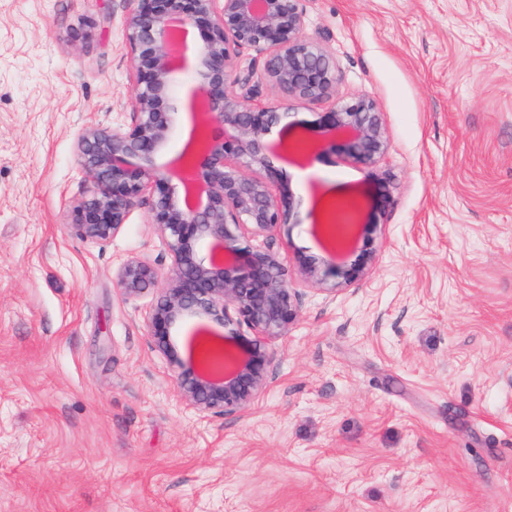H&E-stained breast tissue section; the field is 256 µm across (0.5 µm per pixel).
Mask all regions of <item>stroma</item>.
Segmentation results:
<instances>
[{
    "instance_id": "35a3bbf8",
    "label": "stroma",
    "mask_w": 512,
    "mask_h": 512,
    "mask_svg": "<svg viewBox=\"0 0 512 512\" xmlns=\"http://www.w3.org/2000/svg\"><path fill=\"white\" fill-rule=\"evenodd\" d=\"M136 0H0V512H512V0H302L337 91L383 112L392 204L374 273L309 286L274 378L240 416L175 397L145 326L167 271L149 200L104 242L67 229L92 178L75 141L130 120ZM196 42L176 76L168 168L196 124ZM269 160L290 184L284 254L323 255L351 162Z\"/></svg>"
}]
</instances>
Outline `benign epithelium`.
<instances>
[{"label": "benign epithelium", "instance_id": "obj_1", "mask_svg": "<svg viewBox=\"0 0 512 512\" xmlns=\"http://www.w3.org/2000/svg\"><path fill=\"white\" fill-rule=\"evenodd\" d=\"M301 0H137L125 19L133 68L134 107L119 129L88 126L76 142L92 194L71 211V233L91 242L118 236L135 202L152 199L151 224L166 241V274L132 256L115 271L126 297L157 290L145 324L155 348L169 361L173 391L204 418L241 415L266 391L273 374V345L299 314L300 286L330 298L368 277L386 243L390 195L355 209L337 234V217L325 204L314 220L328 245L326 256H298L290 269L282 256L281 228L289 223L293 193L272 170L267 136L282 119L279 106H257L246 93L250 69L235 66L238 50L263 55V72L286 99L329 100L305 133L280 145L305 159L351 161L386 187L381 163L389 140L377 100L336 96V63L318 41L304 36ZM199 32L200 78L195 100L203 118L192 140L163 170L153 157L168 144L177 122L176 73L184 67V34ZM178 180L183 193L172 181ZM209 251L202 252L203 245ZM205 317L226 336L213 341L204 361L179 356L172 333L186 320Z\"/></svg>", "mask_w": 512, "mask_h": 512}]
</instances>
